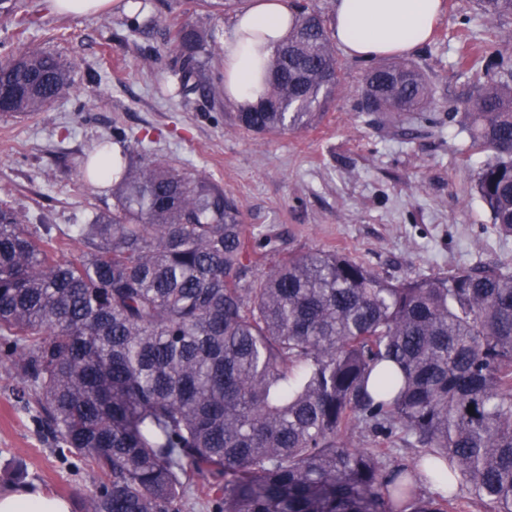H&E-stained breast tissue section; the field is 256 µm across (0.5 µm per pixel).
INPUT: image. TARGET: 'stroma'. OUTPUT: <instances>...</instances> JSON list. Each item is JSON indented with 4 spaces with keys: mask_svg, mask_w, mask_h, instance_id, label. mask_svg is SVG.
<instances>
[{
    "mask_svg": "<svg viewBox=\"0 0 512 512\" xmlns=\"http://www.w3.org/2000/svg\"><path fill=\"white\" fill-rule=\"evenodd\" d=\"M429 43L409 53L431 84L435 108L385 116L361 108L368 62L343 58L334 98L315 125L281 134L242 130L238 107L206 92L174 89L173 32L190 23L211 32V79L224 75L223 43L233 10L220 0H124L89 15H60L49 0H16L39 23L19 32L0 17V42L58 54L74 88L47 111L0 116V200L35 229L49 227L63 255L76 253L78 225L115 203L110 184L88 181L84 162L101 141L119 139L135 157L203 174L235 201L246 232L293 251H338L396 280L455 268L512 271V236L500 234L475 192L490 151L471 152L448 118V98L471 79L458 61L502 39L512 61V14L481 17L476 0H443ZM0 366V490L25 486L81 504L88 469L62 456L34 412L18 404Z\"/></svg>",
    "mask_w": 512,
    "mask_h": 512,
    "instance_id": "obj_1",
    "label": "stroma"
}]
</instances>
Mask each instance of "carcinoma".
Masks as SVG:
<instances>
[{"mask_svg": "<svg viewBox=\"0 0 512 512\" xmlns=\"http://www.w3.org/2000/svg\"><path fill=\"white\" fill-rule=\"evenodd\" d=\"M488 19L512 0H477ZM176 92L209 83L212 46L176 34ZM448 100L475 189L512 235V68ZM264 97L237 115L254 133L314 124L342 64L321 16L302 10L266 61ZM72 88L59 56L0 43L9 115ZM375 112H427L410 62L364 76ZM467 106L458 112L459 105ZM114 165L112 211L78 225L66 258L0 202V357L17 402L80 458L84 512H512V273L477 265L394 280L341 253L279 252L247 237L235 202L203 175L157 161ZM473 412H468V408Z\"/></svg>", "mask_w": 512, "mask_h": 512, "instance_id": "1", "label": "carcinoma"}]
</instances>
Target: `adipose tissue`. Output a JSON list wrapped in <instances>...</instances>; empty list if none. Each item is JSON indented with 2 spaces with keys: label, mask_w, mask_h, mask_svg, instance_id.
<instances>
[{
  "label": "adipose tissue",
  "mask_w": 512,
  "mask_h": 512,
  "mask_svg": "<svg viewBox=\"0 0 512 512\" xmlns=\"http://www.w3.org/2000/svg\"><path fill=\"white\" fill-rule=\"evenodd\" d=\"M443 0H333L331 31L346 55L374 60L424 46ZM296 15L288 0H249L224 41V97L245 108L265 92V61L286 38ZM71 503L40 489L0 492V512H71Z\"/></svg>",
  "instance_id": "adipose-tissue-1"
}]
</instances>
